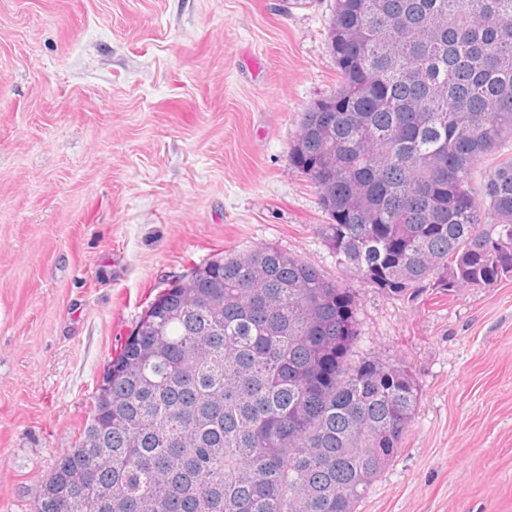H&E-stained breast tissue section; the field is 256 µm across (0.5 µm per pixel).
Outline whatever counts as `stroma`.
<instances>
[{
    "label": "stroma",
    "mask_w": 512,
    "mask_h": 512,
    "mask_svg": "<svg viewBox=\"0 0 512 512\" xmlns=\"http://www.w3.org/2000/svg\"><path fill=\"white\" fill-rule=\"evenodd\" d=\"M334 0H0V512H32L163 288L276 246L356 295L420 400L357 512H512V281L395 300L343 271L290 164L336 90Z\"/></svg>",
    "instance_id": "35a3bbf8"
}]
</instances>
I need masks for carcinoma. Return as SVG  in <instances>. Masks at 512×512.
<instances>
[{
    "label": "carcinoma",
    "mask_w": 512,
    "mask_h": 512,
    "mask_svg": "<svg viewBox=\"0 0 512 512\" xmlns=\"http://www.w3.org/2000/svg\"><path fill=\"white\" fill-rule=\"evenodd\" d=\"M336 91L289 159L318 233L412 300L512 279V0H335ZM352 289L275 246L221 255L150 304L33 512H355L413 420L404 366L353 359ZM512 156V141H505L494 152V154L486 157L480 162L472 175V185L479 191L483 185L484 179L487 174L495 167L497 161L501 158Z\"/></svg>",
    "instance_id": "carcinoma-1"
}]
</instances>
